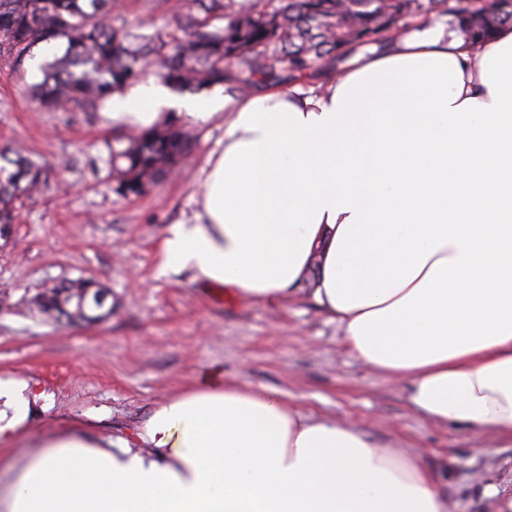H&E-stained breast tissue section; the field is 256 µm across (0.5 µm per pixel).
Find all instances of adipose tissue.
<instances>
[{"mask_svg":"<svg viewBox=\"0 0 512 512\" xmlns=\"http://www.w3.org/2000/svg\"><path fill=\"white\" fill-rule=\"evenodd\" d=\"M172 104L150 79L105 116L145 131ZM173 105L226 132L161 271L251 301L309 281L356 357L406 382L417 411L512 447V25L483 45L406 33L317 86ZM38 398L0 376V437L34 438ZM37 441L0 458V512H448L422 454L218 369L176 384L134 438L66 424Z\"/></svg>","mask_w":512,"mask_h":512,"instance_id":"ef3b65f1","label":"adipose tissue"}]
</instances>
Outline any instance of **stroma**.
Masks as SVG:
<instances>
[{"label": "stroma", "instance_id": "stroma-1", "mask_svg": "<svg viewBox=\"0 0 512 512\" xmlns=\"http://www.w3.org/2000/svg\"><path fill=\"white\" fill-rule=\"evenodd\" d=\"M197 14L192 0H122L113 23L150 34ZM41 78L30 59L0 61V145L22 144L48 175L0 240V375L38 384L33 431L47 436L65 423L99 438L132 436L173 382H193L215 364L225 382L277 390L292 408L352 422L381 446L423 450L453 512H499L483 489L512 482V447L414 411L405 384L354 357L308 284L287 302H253L186 273H161L160 243L170 225L192 221L223 122L196 128L176 175L125 199L103 163L120 136L103 105L41 110L28 93ZM80 277L111 291L106 322L58 325L26 307L45 280Z\"/></svg>", "mask_w": 512, "mask_h": 512}]
</instances>
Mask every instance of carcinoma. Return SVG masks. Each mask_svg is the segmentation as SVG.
I'll return each mask as SVG.
<instances>
[{
    "label": "carcinoma",
    "mask_w": 512,
    "mask_h": 512,
    "mask_svg": "<svg viewBox=\"0 0 512 512\" xmlns=\"http://www.w3.org/2000/svg\"><path fill=\"white\" fill-rule=\"evenodd\" d=\"M205 14L218 13L220 28L207 21L173 19V31L136 34L112 25L117 0H0V61H19L41 44L63 42L62 56L48 63L33 89L39 106L64 112L90 105L138 83L156 65L161 78L181 91L221 86L248 94L336 70L364 48L383 50L417 19L432 13L452 17L466 39L491 40L512 10L497 0H195ZM195 135L167 124L116 140L107 164L113 190L141 197L171 176L192 151ZM45 167L27 150L0 148V238L9 236L22 203L46 183ZM110 292L91 279L52 281L28 300L31 309L57 323L93 325L112 315Z\"/></svg>",
    "instance_id": "1"
}]
</instances>
